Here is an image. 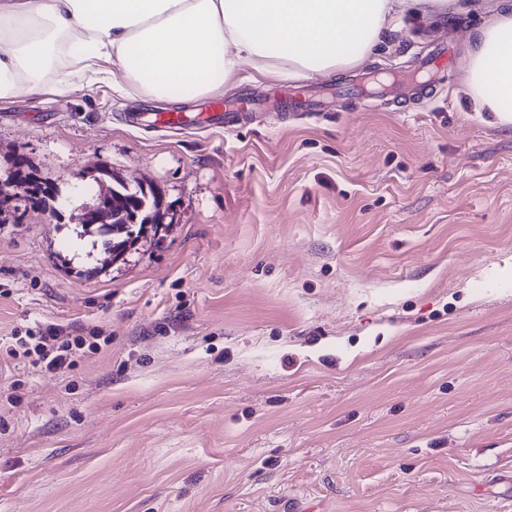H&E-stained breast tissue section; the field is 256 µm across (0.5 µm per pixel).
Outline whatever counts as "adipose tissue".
<instances>
[{
  "label": "adipose tissue",
  "mask_w": 512,
  "mask_h": 512,
  "mask_svg": "<svg viewBox=\"0 0 512 512\" xmlns=\"http://www.w3.org/2000/svg\"><path fill=\"white\" fill-rule=\"evenodd\" d=\"M451 0H0V103L108 81L158 101L223 93L239 72L285 79L357 67L404 17ZM475 111L512 127V0L471 42Z\"/></svg>",
  "instance_id": "obj_1"
}]
</instances>
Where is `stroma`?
<instances>
[{
    "mask_svg": "<svg viewBox=\"0 0 512 512\" xmlns=\"http://www.w3.org/2000/svg\"><path fill=\"white\" fill-rule=\"evenodd\" d=\"M494 0L387 35L413 72L455 34L448 87L397 108L258 112L145 130L199 101L99 83L0 104V179L25 157L65 199L0 222V512H504L512 504V127L462 72ZM304 77H243L222 102ZM106 165L166 219L122 260L77 216ZM59 325L111 342L70 370L10 357Z\"/></svg>",
    "mask_w": 512,
    "mask_h": 512,
    "instance_id": "stroma-1",
    "label": "stroma"
}]
</instances>
